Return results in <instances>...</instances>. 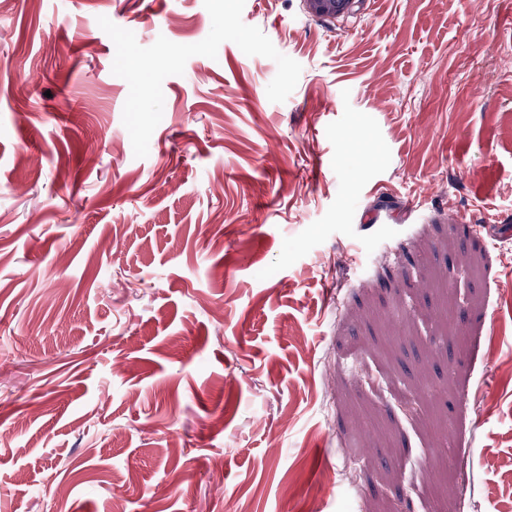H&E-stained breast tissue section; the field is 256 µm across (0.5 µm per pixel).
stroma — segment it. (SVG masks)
I'll return each mask as SVG.
<instances>
[{
  "label": "stroma",
  "mask_w": 512,
  "mask_h": 512,
  "mask_svg": "<svg viewBox=\"0 0 512 512\" xmlns=\"http://www.w3.org/2000/svg\"><path fill=\"white\" fill-rule=\"evenodd\" d=\"M1 30L0 512H512V0Z\"/></svg>",
  "instance_id": "obj_1"
}]
</instances>
